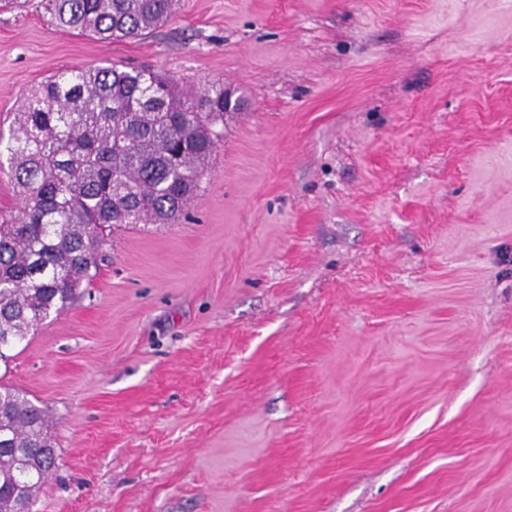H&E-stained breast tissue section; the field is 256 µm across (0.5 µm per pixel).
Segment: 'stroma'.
Masks as SVG:
<instances>
[{
	"instance_id": "stroma-1",
	"label": "stroma",
	"mask_w": 512,
	"mask_h": 512,
	"mask_svg": "<svg viewBox=\"0 0 512 512\" xmlns=\"http://www.w3.org/2000/svg\"><path fill=\"white\" fill-rule=\"evenodd\" d=\"M93 66L243 106L0 365L56 443L33 512H512V0H178L112 43L29 0L0 130Z\"/></svg>"
}]
</instances>
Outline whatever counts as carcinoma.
<instances>
[{
	"label": "carcinoma",
	"mask_w": 512,
	"mask_h": 512,
	"mask_svg": "<svg viewBox=\"0 0 512 512\" xmlns=\"http://www.w3.org/2000/svg\"><path fill=\"white\" fill-rule=\"evenodd\" d=\"M50 23L105 42L169 20L176 0H41ZM0 156L21 199L0 219V363L91 278L120 224L166 223L189 205L223 132L224 83L181 87L148 71L82 68L29 92ZM58 468L47 411L0 384V512L35 504Z\"/></svg>",
	"instance_id": "obj_1"
}]
</instances>
